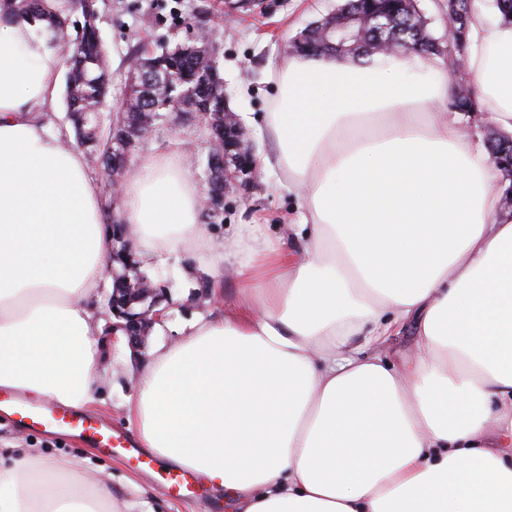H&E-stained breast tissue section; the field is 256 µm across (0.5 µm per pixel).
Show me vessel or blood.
Returning a JSON list of instances; mask_svg holds the SVG:
<instances>
[{
    "label": "vessel or blood",
    "mask_w": 512,
    "mask_h": 512,
    "mask_svg": "<svg viewBox=\"0 0 512 512\" xmlns=\"http://www.w3.org/2000/svg\"><path fill=\"white\" fill-rule=\"evenodd\" d=\"M0 402L9 407L13 417L23 425L81 438L107 454L119 448H127L129 445L128 438L121 433L55 403L28 401L13 395Z\"/></svg>",
    "instance_id": "vessel-or-blood-1"
}]
</instances>
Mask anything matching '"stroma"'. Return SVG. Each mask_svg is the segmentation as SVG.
<instances>
[{
	"label": "stroma",
	"instance_id": "1",
	"mask_svg": "<svg viewBox=\"0 0 512 512\" xmlns=\"http://www.w3.org/2000/svg\"><path fill=\"white\" fill-rule=\"evenodd\" d=\"M341 0H264L260 11L230 12L224 0H94L97 26L108 48L111 76L108 107H115L128 91L131 66L141 48L161 47L191 41L194 33L206 31L218 51L229 108L263 124L275 95L274 77L286 57L289 40L307 24L333 11ZM187 155V169L194 182H201L207 168L208 150L203 144L187 148L181 125L175 124L141 144L127 165L135 167L141 156L157 153ZM298 201L276 190L268 175H261L247 194L230 193L224 199L223 223L209 225L215 243H223L237 224H265L274 236L288 233L297 219ZM141 270L161 288L168 309L166 329L150 328L141 351H133L124 339L102 336L103 365L108 384L102 410L91 411L99 423L126 432L124 402L135 392L134 372L159 345L177 342L176 328L216 311L223 299L232 297L238 280L231 271L212 273L195 254L180 261L144 258ZM0 442L13 444L17 452L35 449L44 457L83 451L90 470L101 472L112 485L118 501L131 504L133 512H236L223 494L195 487L189 496L179 495L160 476L161 463L138 466L136 461L107 455L84 447L80 438L28 429L13 417L0 413Z\"/></svg>",
	"mask_w": 512,
	"mask_h": 512
}]
</instances>
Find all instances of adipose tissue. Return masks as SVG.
<instances>
[{
  "mask_svg": "<svg viewBox=\"0 0 512 512\" xmlns=\"http://www.w3.org/2000/svg\"><path fill=\"white\" fill-rule=\"evenodd\" d=\"M468 38L466 71L512 134V26L474 0ZM58 67L35 27L0 26V390L88 409L112 228L47 126ZM449 90L432 56L284 58L260 163L299 201L290 248L263 224L215 246L182 157L126 172L142 255L200 252L241 283L136 372L141 447L242 512H512V212ZM408 326L412 358H384ZM118 507L78 459L0 454V512Z\"/></svg>",
  "mask_w": 512,
  "mask_h": 512,
  "instance_id": "1",
  "label": "adipose tissue"
}]
</instances>
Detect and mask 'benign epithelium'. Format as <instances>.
<instances>
[{
    "label": "benign epithelium",
    "instance_id": "1",
    "mask_svg": "<svg viewBox=\"0 0 512 512\" xmlns=\"http://www.w3.org/2000/svg\"><path fill=\"white\" fill-rule=\"evenodd\" d=\"M257 174L250 134L237 115L228 110L224 115V189L203 198L206 213L218 216L226 193L232 188L247 189ZM112 263L121 265V273H112L116 287L107 293L109 313L117 319L112 329L122 332L129 346L138 348L144 344L151 325L162 318L164 298L161 289L139 272L140 263L123 224L112 225Z\"/></svg>",
    "mask_w": 512,
    "mask_h": 512
}]
</instances>
